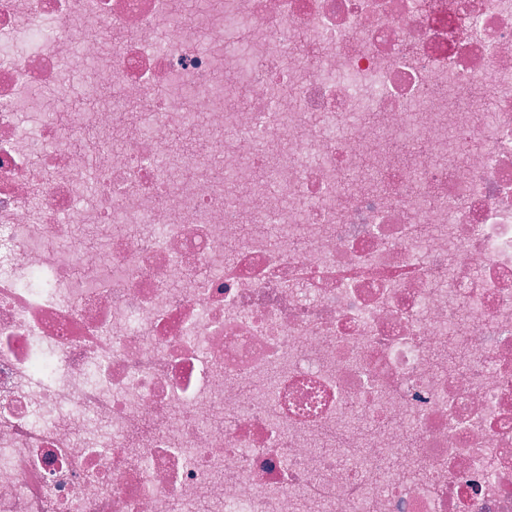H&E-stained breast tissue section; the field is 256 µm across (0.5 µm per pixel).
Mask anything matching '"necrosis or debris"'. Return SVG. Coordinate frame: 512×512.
<instances>
[{"label": "necrosis or debris", "instance_id": "4bbe7bcc", "mask_svg": "<svg viewBox=\"0 0 512 512\" xmlns=\"http://www.w3.org/2000/svg\"><path fill=\"white\" fill-rule=\"evenodd\" d=\"M185 505L512 512V0H0V512Z\"/></svg>", "mask_w": 512, "mask_h": 512}]
</instances>
